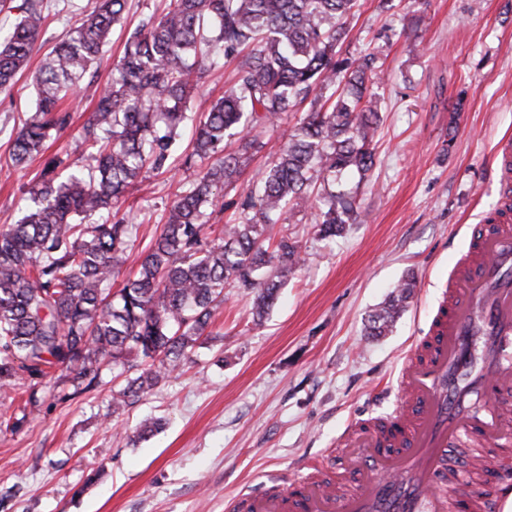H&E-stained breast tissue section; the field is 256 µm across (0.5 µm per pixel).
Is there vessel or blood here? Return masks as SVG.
Returning <instances> with one entry per match:
<instances>
[{"label": "vessel or blood", "instance_id": "vessel-or-blood-1", "mask_svg": "<svg viewBox=\"0 0 512 512\" xmlns=\"http://www.w3.org/2000/svg\"><path fill=\"white\" fill-rule=\"evenodd\" d=\"M495 156L502 206L471 232L423 338L426 351L404 356L389 425L355 426L336 444L359 476L355 489L343 494L316 478L323 463L315 460L277 490L233 498L226 512H457V499L437 486L442 477L457 481L444 468L448 444L469 436L499 445L507 427L494 401L512 388V138L497 141Z\"/></svg>", "mask_w": 512, "mask_h": 512}]
</instances>
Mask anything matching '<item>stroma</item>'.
Wrapping results in <instances>:
<instances>
[{"instance_id":"obj_1","label":"stroma","mask_w":512,"mask_h":512,"mask_svg":"<svg viewBox=\"0 0 512 512\" xmlns=\"http://www.w3.org/2000/svg\"><path fill=\"white\" fill-rule=\"evenodd\" d=\"M46 3L34 69L95 0ZM157 4L128 0L97 84L111 78L127 31ZM345 27L348 55L375 54L386 73L376 89L375 166L369 180L342 181L356 190L363 222L323 240L316 210L289 212L267 234L297 236L301 261L262 322L253 320L250 295L227 288L181 371L133 406L111 410L118 377L65 403L46 399L17 430L0 431V512H224L225 499L316 459L343 486L354 483L333 453L338 438L351 422L393 412L402 356L441 302L468 227L500 206L491 151L512 136V0H392L387 10L358 0ZM34 97L26 77L0 91V225L16 220L41 169L38 158L23 170L11 160ZM71 107L49 151L80 163L79 131L94 104L80 95ZM299 118L284 114L262 133L263 148L218 193L217 224L238 219L243 186ZM185 186L181 171L144 173L128 201L138 232L122 277L138 270ZM410 272L417 287L391 332L367 335L369 315ZM149 418L160 429L139 437Z\"/></svg>"}]
</instances>
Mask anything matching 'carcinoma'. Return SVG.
<instances>
[{"label": "carcinoma", "mask_w": 512, "mask_h": 512, "mask_svg": "<svg viewBox=\"0 0 512 512\" xmlns=\"http://www.w3.org/2000/svg\"><path fill=\"white\" fill-rule=\"evenodd\" d=\"M126 0H99L32 74L35 110L17 132L12 160L23 168L44 154L66 128L60 105L100 59ZM357 0H169L141 21L112 68V78L85 88L96 107L80 138L87 164L54 155L13 224L0 226V397L27 395L15 430L40 410L54 381L66 402L104 382L105 367H121L125 385L112 391L113 411L134 405L183 364L204 335L224 288L252 296L263 319L300 261V241L280 236L266 246L267 226L288 210L317 208L316 236L330 239L360 219L357 197L317 196L310 188L349 173L364 180L375 164L371 130L379 121L373 86L382 80L377 58L342 52L345 19ZM44 0H21L13 28L0 31V89L28 69ZM235 63L234 84L195 119L192 171L168 210L135 276L117 292L114 278L136 234L121 205L144 170H171L177 140L189 120L188 98L218 59ZM342 86L338 96L315 91ZM311 100L260 177L248 184L240 220L210 236L217 191L238 181L262 147L256 132ZM235 153L226 155V141ZM210 164L195 167V160ZM106 216L101 223L88 219ZM416 287L409 276L398 294L370 315L366 335L383 336ZM60 371L58 377L51 371Z\"/></svg>", "instance_id": "obj_1"}]
</instances>
